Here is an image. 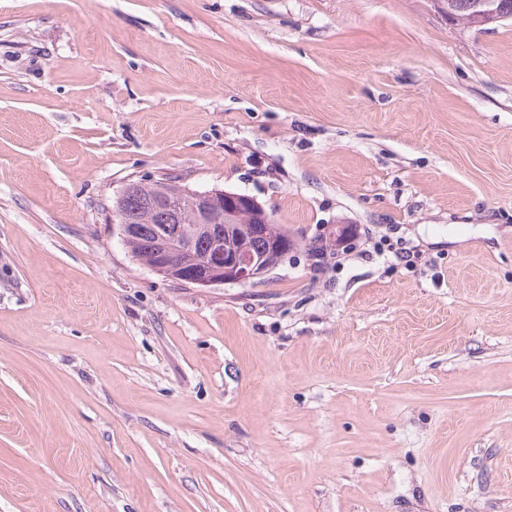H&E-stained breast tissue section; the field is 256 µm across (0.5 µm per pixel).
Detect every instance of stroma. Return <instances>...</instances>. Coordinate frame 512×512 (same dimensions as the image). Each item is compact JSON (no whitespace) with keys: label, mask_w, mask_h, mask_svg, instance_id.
Here are the masks:
<instances>
[{"label":"stroma","mask_w":512,"mask_h":512,"mask_svg":"<svg viewBox=\"0 0 512 512\" xmlns=\"http://www.w3.org/2000/svg\"><path fill=\"white\" fill-rule=\"evenodd\" d=\"M140 179L294 247L166 279L112 213ZM0 512H512V19L0 0ZM375 256L383 258L393 265H407L415 257V250L405 246L402 242L392 241L389 236L380 237L379 241L373 246L371 257Z\"/></svg>","instance_id":"stroma-1"}]
</instances>
